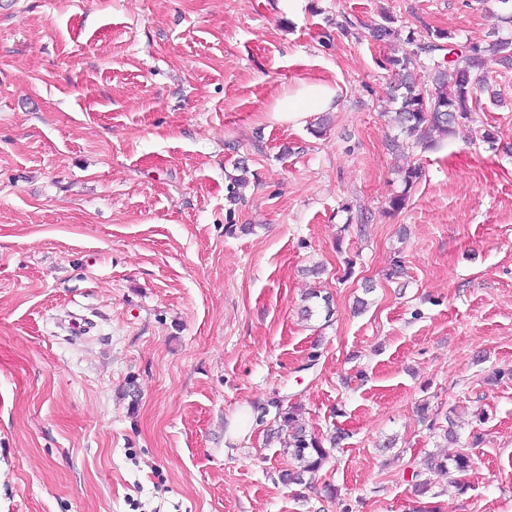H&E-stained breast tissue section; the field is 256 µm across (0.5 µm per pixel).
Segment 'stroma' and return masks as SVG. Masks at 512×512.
<instances>
[{
	"label": "stroma",
	"instance_id": "1",
	"mask_svg": "<svg viewBox=\"0 0 512 512\" xmlns=\"http://www.w3.org/2000/svg\"><path fill=\"white\" fill-rule=\"evenodd\" d=\"M501 10L0 0V512H411L424 403L474 459L429 474L441 512H512V68L424 151L388 63L512 37ZM302 80L337 92L323 133L272 111ZM279 399L342 436L312 487L279 479ZM422 177V169L419 166H411L404 170L403 183L404 188L394 194L388 200V208L393 212H398L405 208L409 198V192L412 186Z\"/></svg>",
	"mask_w": 512,
	"mask_h": 512
}]
</instances>
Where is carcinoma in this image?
<instances>
[{"instance_id": "cac0c4a2", "label": "carcinoma", "mask_w": 512, "mask_h": 512, "mask_svg": "<svg viewBox=\"0 0 512 512\" xmlns=\"http://www.w3.org/2000/svg\"><path fill=\"white\" fill-rule=\"evenodd\" d=\"M448 38L443 32L431 34V39L419 46L428 54L448 50V63L433 62L431 80H422L416 66L418 53L413 51L391 60L395 68L396 79L393 86V102L398 104L394 121L398 127L413 140V144L429 149L437 136H449L461 119L471 115V105L476 98L478 83L474 75L484 74L492 62L512 64V37H498L485 44H475L458 53L455 46H443L440 41ZM422 177V169L411 166L404 170V188L388 200V208L398 212L405 208L412 186ZM276 414L273 422L276 428L270 430V436L281 441L283 448L296 461V469L281 474L286 484H308L314 480L330 450L336 447L337 437L329 439L330 448H325L323 440L310 432L299 419L297 407L287 408L274 403ZM421 421L427 423L430 430H438L444 440L450 444L458 441L454 424L446 426L429 418L428 407L420 408ZM471 465L469 453L462 450L454 455L431 454L427 458V469L443 476L450 472H464Z\"/></svg>"}]
</instances>
